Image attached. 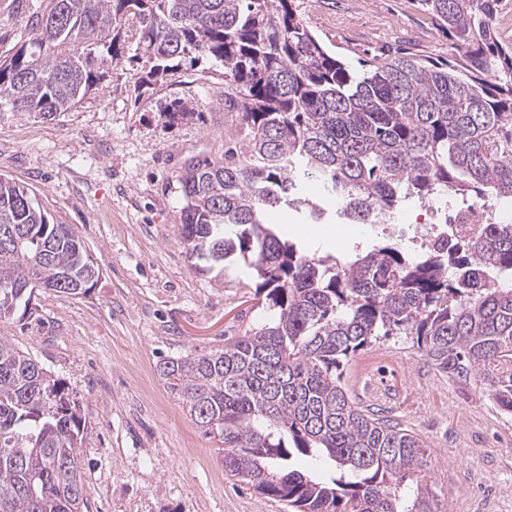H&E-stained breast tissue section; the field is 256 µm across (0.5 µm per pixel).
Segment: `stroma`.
I'll return each instance as SVG.
<instances>
[{"mask_svg":"<svg viewBox=\"0 0 512 512\" xmlns=\"http://www.w3.org/2000/svg\"><path fill=\"white\" fill-rule=\"evenodd\" d=\"M321 41L355 72L375 56L441 61L448 31L420 0H294ZM51 0H0V55L32 34ZM122 36L95 90L42 118L0 110V174L72 225L100 275L79 297L38 289L0 336L31 354L77 399L88 426L79 461L88 512H286L224 470L218 445L168 390L160 363L222 348L273 317L243 260L199 270L181 244L179 175L247 141L224 106L221 69L148 80ZM190 119H173L172 102ZM361 406L418 435L449 512H512V414L399 336L349 362Z\"/></svg>","mask_w":512,"mask_h":512,"instance_id":"35a3bbf8","label":"stroma"}]
</instances>
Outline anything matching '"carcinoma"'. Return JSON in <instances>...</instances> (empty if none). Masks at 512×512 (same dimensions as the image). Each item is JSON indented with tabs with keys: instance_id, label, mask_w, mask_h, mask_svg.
<instances>
[{
	"instance_id": "carcinoma-1",
	"label": "carcinoma",
	"mask_w": 512,
	"mask_h": 512,
	"mask_svg": "<svg viewBox=\"0 0 512 512\" xmlns=\"http://www.w3.org/2000/svg\"><path fill=\"white\" fill-rule=\"evenodd\" d=\"M33 37L0 57V106L49 118L98 84L125 28L147 78L181 66L224 69V102L249 150L197 161L179 176L188 257L239 256L276 319L224 348L171 358L160 375L202 433L224 444V471L292 512H447L422 441L355 405L345 366L389 336L512 413V224L462 212L512 198V44L500 0H421L448 27L454 55L374 58L362 79L329 50L292 0H51ZM315 174L354 224H389L404 203L451 196L447 243L419 254L392 239L352 261L280 240L266 211L313 222ZM84 242L30 190L0 176V320L35 290L84 295L97 276ZM80 402L40 362L0 336V512H84ZM324 456L328 481L290 466Z\"/></svg>"
}]
</instances>
